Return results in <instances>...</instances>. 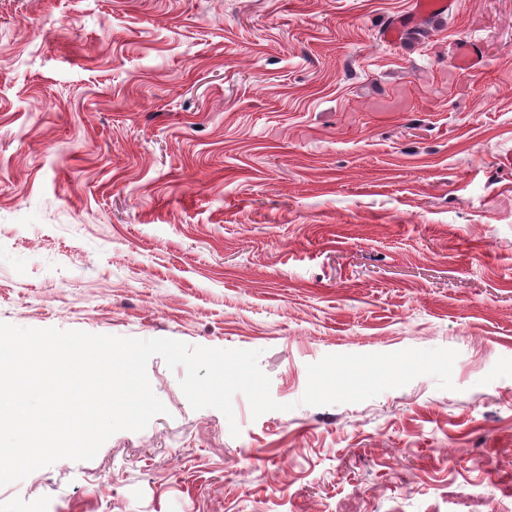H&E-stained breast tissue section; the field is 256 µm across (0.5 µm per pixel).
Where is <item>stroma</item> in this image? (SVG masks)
I'll return each mask as SVG.
<instances>
[{"label":"stroma","mask_w":512,"mask_h":512,"mask_svg":"<svg viewBox=\"0 0 512 512\" xmlns=\"http://www.w3.org/2000/svg\"><path fill=\"white\" fill-rule=\"evenodd\" d=\"M0 0V322L260 351L290 404L167 408L0 512H512V0ZM477 42L483 70L453 63ZM452 348L354 404L328 354ZM454 3V0H415L414 8L395 17L394 22L385 28L383 38L388 42H396L405 30L416 26L421 18L448 12Z\"/></svg>","instance_id":"35a3bbf8"}]
</instances>
